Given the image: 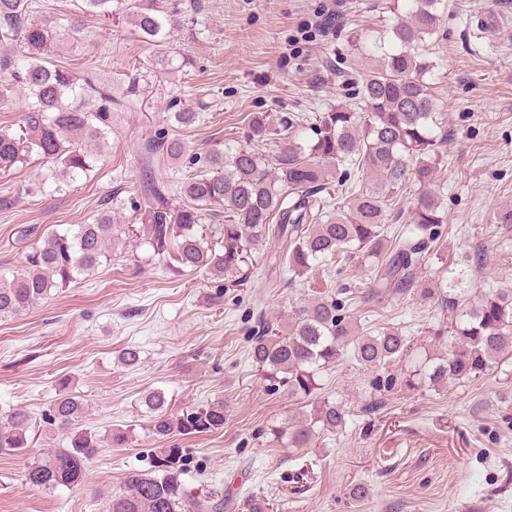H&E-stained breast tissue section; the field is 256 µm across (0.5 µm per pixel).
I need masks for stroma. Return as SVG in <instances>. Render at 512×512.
Instances as JSON below:
<instances>
[{
	"instance_id": "1",
	"label": "stroma",
	"mask_w": 512,
	"mask_h": 512,
	"mask_svg": "<svg viewBox=\"0 0 512 512\" xmlns=\"http://www.w3.org/2000/svg\"><path fill=\"white\" fill-rule=\"evenodd\" d=\"M326 0H200L192 26L173 33L168 54L190 62L156 67L157 50L127 21L86 18L81 43L60 51L66 66H91L121 93L137 78L139 96L112 115L110 148L90 176L66 191L28 192L38 161L0 173V274L20 268L28 247L47 234L90 222L104 196L121 222H131L146 178L177 187L184 166L148 152L159 137H178L189 154L247 144L259 112L315 117L338 103H357L358 89L336 75V61L371 66L360 36L382 34L396 17L393 0H339L341 16L329 34L306 31ZM441 41L430 81L437 100L445 164L437 195L446 221L434 251L417 269L419 281L462 270L467 296L512 289V226L494 215L512 204V0H445ZM204 104L201 121L173 126V101ZM249 287L222 291L200 271L183 275L125 247L110 265L71 284L32 311L0 319V412L22 406L32 416L53 399L59 381L84 398L80 430L103 447L84 483L53 490L30 485L32 454H0V512H106V495L131 469L149 466L155 446L139 404L165 390L175 408L223 402V429L178 438L188 451L185 479L193 492L222 488L235 502L261 497L279 512H512V425L502 419L499 390L512 367L475 381L385 393L381 409L372 373L342 358L320 374L316 395L349 408L345 428L320 432L311 447L273 443L271 424L302 413L305 399L270 389L247 357V338L259 318L284 313L318 290L368 281L360 262L323 266L296 284L277 283L264 261L250 270ZM353 321L372 316L401 327L417 359L440 355L449 321L419 290L372 309L346 301ZM133 345L139 367L118 361ZM132 428L128 443H109L113 430ZM363 488L352 499L354 488Z\"/></svg>"
}]
</instances>
